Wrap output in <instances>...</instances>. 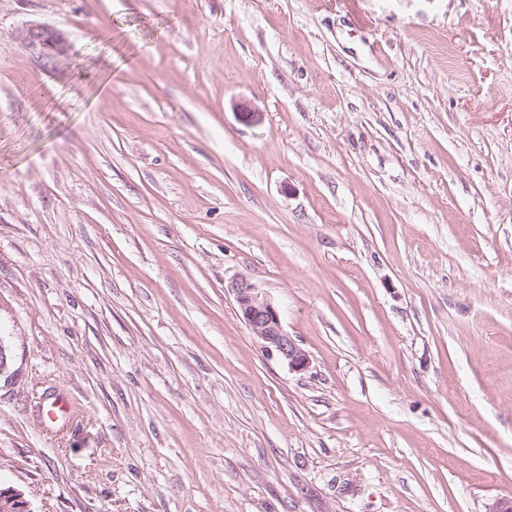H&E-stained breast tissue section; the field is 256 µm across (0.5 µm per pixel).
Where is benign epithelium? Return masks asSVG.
<instances>
[{"instance_id":"obj_1","label":"benign epithelium","mask_w":512,"mask_h":512,"mask_svg":"<svg viewBox=\"0 0 512 512\" xmlns=\"http://www.w3.org/2000/svg\"><path fill=\"white\" fill-rule=\"evenodd\" d=\"M20 37L41 47L53 58L68 55L70 41L68 35L57 29L33 24L22 30ZM234 296L240 318L246 324L263 352L287 363L294 371H304L309 367L308 354L284 330L278 309L272 301L248 279L240 278L229 285ZM0 512H33L24 493L12 487L0 486Z\"/></svg>"}]
</instances>
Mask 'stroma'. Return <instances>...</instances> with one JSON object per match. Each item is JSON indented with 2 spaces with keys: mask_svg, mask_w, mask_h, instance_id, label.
Returning <instances> with one entry per match:
<instances>
[{
  "mask_svg": "<svg viewBox=\"0 0 512 512\" xmlns=\"http://www.w3.org/2000/svg\"><path fill=\"white\" fill-rule=\"evenodd\" d=\"M0 338L33 512L512 499V0H0ZM20 37L32 44L41 47L53 58L67 56L70 50L68 35L61 30L33 24L22 30ZM240 318L255 341L268 356H276L294 371L309 367L308 354L284 330L278 309L248 279L240 278L229 285Z\"/></svg>",
  "mask_w": 512,
  "mask_h": 512,
  "instance_id": "stroma-1",
  "label": "stroma"
}]
</instances>
